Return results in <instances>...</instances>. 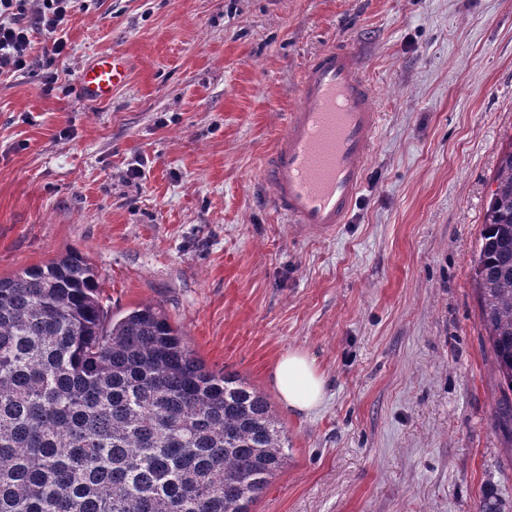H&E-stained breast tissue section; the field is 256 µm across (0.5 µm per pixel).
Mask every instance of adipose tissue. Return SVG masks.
Here are the masks:
<instances>
[{
	"label": "adipose tissue",
	"mask_w": 512,
	"mask_h": 512,
	"mask_svg": "<svg viewBox=\"0 0 512 512\" xmlns=\"http://www.w3.org/2000/svg\"><path fill=\"white\" fill-rule=\"evenodd\" d=\"M272 383L288 410L310 414L316 411L326 398V379L314 359L306 352L291 349L275 363Z\"/></svg>",
	"instance_id": "ef3b65f1"
}]
</instances>
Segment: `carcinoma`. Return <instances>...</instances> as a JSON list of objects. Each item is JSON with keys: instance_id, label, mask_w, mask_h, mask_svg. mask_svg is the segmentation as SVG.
Instances as JSON below:
<instances>
[{"instance_id": "carcinoma-1", "label": "carcinoma", "mask_w": 512, "mask_h": 512, "mask_svg": "<svg viewBox=\"0 0 512 512\" xmlns=\"http://www.w3.org/2000/svg\"><path fill=\"white\" fill-rule=\"evenodd\" d=\"M494 182L473 279L512 435V149ZM97 288L76 251L0 277V512H251L288 461L267 397Z\"/></svg>"}]
</instances>
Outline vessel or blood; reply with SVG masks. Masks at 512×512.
I'll return each mask as SVG.
<instances>
[{
	"label": "vessel or blood",
	"mask_w": 512,
	"mask_h": 512,
	"mask_svg": "<svg viewBox=\"0 0 512 512\" xmlns=\"http://www.w3.org/2000/svg\"><path fill=\"white\" fill-rule=\"evenodd\" d=\"M128 72L124 56L104 53L82 69L79 86L85 98L106 104ZM299 95L301 104L286 114L261 175L286 223L331 238L349 222L360 199L383 115L356 50L343 44L330 45L310 60Z\"/></svg>",
	"instance_id": "obj_1"
}]
</instances>
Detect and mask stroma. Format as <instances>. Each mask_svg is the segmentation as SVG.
<instances>
[{"label": "stroma", "mask_w": 512, "mask_h": 512, "mask_svg": "<svg viewBox=\"0 0 512 512\" xmlns=\"http://www.w3.org/2000/svg\"><path fill=\"white\" fill-rule=\"evenodd\" d=\"M66 39L51 61L33 33L30 68L0 75V277L80 252L112 312L160 306L266 395L288 463L252 512L512 505L471 267L512 149V0H92ZM336 41L384 121L351 221L321 239L277 216L260 169ZM111 52L127 82L88 101L79 73ZM291 349L326 378L308 415L271 382Z\"/></svg>", "instance_id": "stroma-1"}]
</instances>
